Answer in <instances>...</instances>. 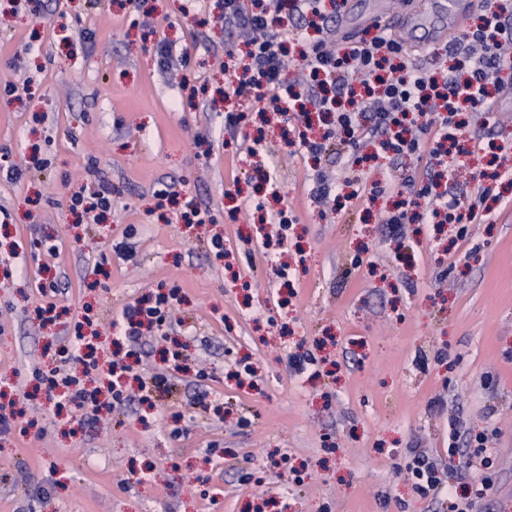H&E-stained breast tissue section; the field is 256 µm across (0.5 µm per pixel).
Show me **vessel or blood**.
I'll list each match as a JSON object with an SVG mask.
<instances>
[{"label": "vessel or blood", "instance_id": "b4317fda", "mask_svg": "<svg viewBox=\"0 0 512 512\" xmlns=\"http://www.w3.org/2000/svg\"><path fill=\"white\" fill-rule=\"evenodd\" d=\"M483 5L484 0H413L398 23L399 28L409 32L403 43L427 52L453 37L458 17L469 15Z\"/></svg>", "mask_w": 512, "mask_h": 512}]
</instances>
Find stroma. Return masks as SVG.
Masks as SVG:
<instances>
[{"instance_id":"stroma-1","label":"stroma","mask_w":512,"mask_h":512,"mask_svg":"<svg viewBox=\"0 0 512 512\" xmlns=\"http://www.w3.org/2000/svg\"><path fill=\"white\" fill-rule=\"evenodd\" d=\"M220 13V0H0V155L21 171L0 172V403L31 423L0 435V512H448L447 487L420 497L406 463L413 448L447 463L452 417L495 457L476 512H512V188L464 239L410 224L399 245L382 222L393 194L324 215L314 170L397 185L428 157L377 159L363 142L362 167L343 153L315 166L268 127L297 222L284 247H264L274 202L227 142L220 91L236 32ZM162 41L190 55L177 79L159 65ZM12 82L28 86L22 100ZM239 172L240 210L224 195ZM101 177L111 213L76 223L69 196ZM161 190L193 196L214 223L159 214ZM217 235L229 260L209 249ZM48 236L57 255L32 246ZM48 278L59 317L44 327L33 309ZM161 286L183 301L170 326L144 333L138 368L166 371L163 350L182 343L180 435L134 382L132 401L82 426L35 392L45 346L67 344L85 308L107 357L122 307ZM294 353L314 368L294 373ZM200 393L228 417L194 407Z\"/></svg>"}]
</instances>
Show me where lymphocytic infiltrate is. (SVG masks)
<instances>
[{
  "instance_id": "obj_1",
  "label": "lymphocytic infiltrate",
  "mask_w": 512,
  "mask_h": 512,
  "mask_svg": "<svg viewBox=\"0 0 512 512\" xmlns=\"http://www.w3.org/2000/svg\"><path fill=\"white\" fill-rule=\"evenodd\" d=\"M224 23L248 28V62L243 69L224 68V99L238 109L226 113L225 127L231 139L246 148L255 168H264L270 152L262 138L251 137L249 112H274L281 122V136L288 146L321 159L337 142L359 144L377 141L380 153L398 160L429 155L431 164L424 180L408 178L393 210L383 218L387 233L399 239L409 224H482L491 218L487 199L492 181L512 182L511 169L493 175L476 172L475 196L462 201L442 190L447 168L438 167L450 148L465 142V112L488 109V84L500 73L512 74V0H493L477 14L475 28L455 34L446 57L465 65V75L446 72L436 75L417 61L402 43L382 28L366 29L363 37L332 45V29L323 10V0H224ZM289 20L294 35L281 32L282 20ZM299 46L301 64L296 78L287 75L288 41ZM182 297L171 288L123 306L120 333L137 343L143 326H162ZM82 331H75L70 345L57 355L62 362L97 370L106 383L113 405L128 399L125 378L130 371L123 360H110L106 368L87 360L81 349ZM486 438L478 435L463 440L458 423L448 432V455L462 468L480 464L490 468L484 454Z\"/></svg>"
}]
</instances>
